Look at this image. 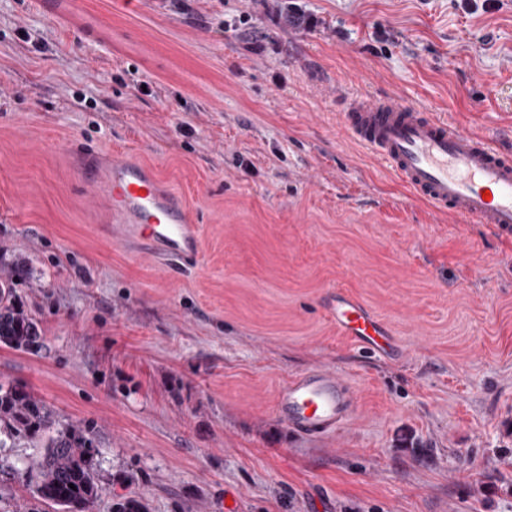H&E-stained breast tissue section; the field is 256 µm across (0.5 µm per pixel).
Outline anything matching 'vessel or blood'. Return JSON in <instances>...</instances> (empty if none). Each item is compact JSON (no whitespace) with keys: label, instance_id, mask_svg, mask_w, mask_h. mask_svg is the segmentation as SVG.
I'll return each mask as SVG.
<instances>
[{"label":"vessel or blood","instance_id":"b4317fda","mask_svg":"<svg viewBox=\"0 0 512 512\" xmlns=\"http://www.w3.org/2000/svg\"><path fill=\"white\" fill-rule=\"evenodd\" d=\"M343 128L373 151L418 198L463 224H484L512 238V154L492 140L460 132L424 110L385 98L353 97ZM104 192L123 216L118 235L143 251L160 253L175 269L195 262L201 241L181 196L164 191L153 167L113 155ZM328 310L342 335L371 353L399 354L391 330L348 292L328 296ZM358 407L356 391L337 373L309 369L277 389L274 414L297 434L335 433Z\"/></svg>","mask_w":512,"mask_h":512}]
</instances>
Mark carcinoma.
Masks as SVG:
<instances>
[{"instance_id": "cac0c4a2", "label": "carcinoma", "mask_w": 512, "mask_h": 512, "mask_svg": "<svg viewBox=\"0 0 512 512\" xmlns=\"http://www.w3.org/2000/svg\"><path fill=\"white\" fill-rule=\"evenodd\" d=\"M22 268L0 276V345L22 352L41 347L35 318L18 302L15 282ZM46 437L44 453L27 467L35 497L62 512H89L99 496V466L94 432L67 424L56 427L52 410L24 387L0 385V448L19 439Z\"/></svg>"}]
</instances>
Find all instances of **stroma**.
Listing matches in <instances>:
<instances>
[{
    "instance_id": "35a3bbf8",
    "label": "stroma",
    "mask_w": 512,
    "mask_h": 512,
    "mask_svg": "<svg viewBox=\"0 0 512 512\" xmlns=\"http://www.w3.org/2000/svg\"><path fill=\"white\" fill-rule=\"evenodd\" d=\"M358 93L512 151V0H0V275L26 262L44 337L0 385L93 429L92 512H512V240L350 138ZM84 146L184 197L197 266L100 234ZM336 288L402 360L339 334ZM316 367L359 402L310 438L272 405ZM36 453L7 449L0 512H55L12 474Z\"/></svg>"
}]
</instances>
